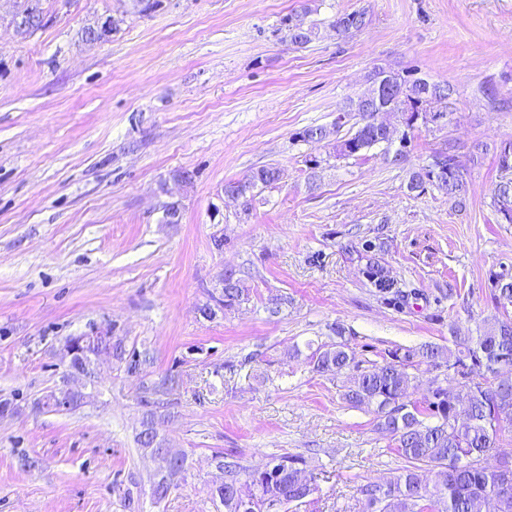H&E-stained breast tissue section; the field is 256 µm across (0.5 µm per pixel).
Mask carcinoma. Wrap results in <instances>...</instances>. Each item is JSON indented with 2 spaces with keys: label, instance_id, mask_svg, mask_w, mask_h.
Instances as JSON below:
<instances>
[{
  "label": "carcinoma",
  "instance_id": "obj_1",
  "mask_svg": "<svg viewBox=\"0 0 512 512\" xmlns=\"http://www.w3.org/2000/svg\"><path fill=\"white\" fill-rule=\"evenodd\" d=\"M39 2L26 0L24 4L33 32L44 26ZM310 13L309 0H303L299 10L283 19L290 44L302 47L316 38V24L306 21ZM365 24V13L353 11L337 15L331 26L336 34L346 36L361 30ZM387 77L393 78L398 87L387 111L405 115L409 128L419 119L435 121V105L448 101L455 93L449 83L411 79L383 68L374 70L368 87L350 99L344 113L337 118L338 128L353 112L359 118L355 132L334 145L337 156L359 157L374 146L389 142L386 130L377 124L381 115L365 108ZM329 135L322 126H310L299 132L298 138L319 144ZM499 165L503 175L494 190L492 206L512 223V144L501 151ZM277 180V168L262 166L243 180L224 183V189L242 196V205L248 208L255 191L270 187ZM428 182L458 207L465 206L467 182L452 149L433 154L428 165L412 174L410 188L419 189ZM376 248L370 241L362 244L359 255L366 260L364 276L387 303L398 307L409 305L416 293L401 288L388 275L374 254ZM492 282L497 284L490 294L496 307L512 305V278L507 280L496 274ZM247 301L249 289L235 270L227 269L219 276V289L210 293L209 302L199 307L198 312L203 318L211 319ZM454 343L455 348L448 350L432 345L418 350L395 347L382 355V361L365 368L355 361L354 353L344 343H324L312 353L310 363L314 371L348 378L345 402L352 408L372 412L378 429L406 462L395 478L383 485H366L361 489L366 497L365 512H475L476 504L485 499L496 500L498 512H512V468L486 464L503 438L512 432V371L499 377L502 364L512 363V319H496L485 324L478 335L457 338ZM109 345L112 356L123 365L127 375H141L145 359L137 349L127 348L119 336L112 337L110 343H101L103 347ZM99 347H91L89 352L94 353ZM417 360L437 367L444 363L454 376L466 380L469 394L463 404H458L448 385L437 379L422 397H414L415 377L410 368ZM160 392L159 386L144 387L140 399L144 408L142 424L149 428L138 436L140 446L149 450L159 463L158 478L150 488L158 507L176 487L174 479L185 471L186 464L184 460L179 464L168 460L164 440L159 438L158 425L166 418L159 412V402L154 398ZM214 461L224 474V481L211 495L224 507V512H281L287 505L304 503L314 492L312 482L298 480L302 459L295 455L274 456L271 466L262 470H250L237 457L222 451L215 453Z\"/></svg>",
  "mask_w": 512,
  "mask_h": 512
}]
</instances>
